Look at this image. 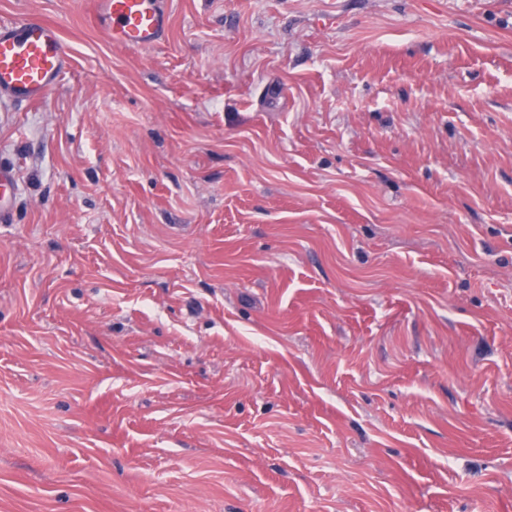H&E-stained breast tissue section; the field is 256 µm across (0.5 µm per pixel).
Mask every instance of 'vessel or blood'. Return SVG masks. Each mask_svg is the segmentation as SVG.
<instances>
[{
    "mask_svg": "<svg viewBox=\"0 0 512 512\" xmlns=\"http://www.w3.org/2000/svg\"><path fill=\"white\" fill-rule=\"evenodd\" d=\"M113 44L149 49L170 26V14L159 0H97ZM69 65L57 27L41 19L0 21V98L37 105L46 100ZM18 188L14 169L0 167V223L12 218Z\"/></svg>",
    "mask_w": 512,
    "mask_h": 512,
    "instance_id": "b4317fda",
    "label": "vessel or blood"
}]
</instances>
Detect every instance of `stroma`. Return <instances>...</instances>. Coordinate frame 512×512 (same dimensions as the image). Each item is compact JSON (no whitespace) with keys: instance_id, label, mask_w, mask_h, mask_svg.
<instances>
[{"instance_id":"1","label":"stroma","mask_w":512,"mask_h":512,"mask_svg":"<svg viewBox=\"0 0 512 512\" xmlns=\"http://www.w3.org/2000/svg\"><path fill=\"white\" fill-rule=\"evenodd\" d=\"M0 0V512H512V0ZM161 0H97L100 16L109 22L108 37L118 46L149 49L158 45L170 26ZM69 65L57 27L45 20L0 21V98L37 105ZM18 188V177L13 168L0 167V223L12 218V206Z\"/></svg>"}]
</instances>
